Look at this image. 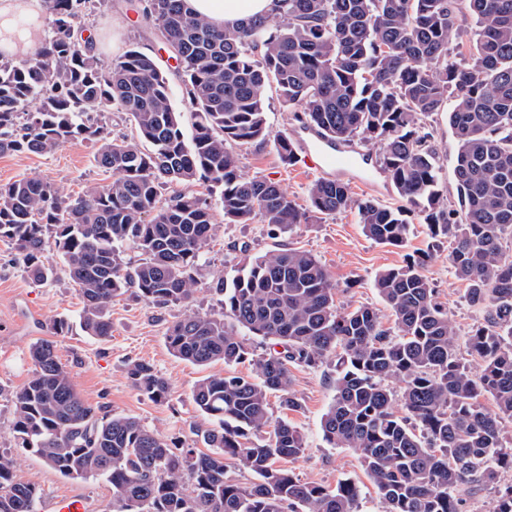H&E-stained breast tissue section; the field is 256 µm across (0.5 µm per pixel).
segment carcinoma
Returning a JSON list of instances; mask_svg holds the SVG:
<instances>
[{"instance_id":"obj_1","label":"carcinoma","mask_w":512,"mask_h":512,"mask_svg":"<svg viewBox=\"0 0 512 512\" xmlns=\"http://www.w3.org/2000/svg\"><path fill=\"white\" fill-rule=\"evenodd\" d=\"M99 0H44L52 28L38 57L0 59V154L50 153L79 137L99 144L96 164L112 182L71 196L40 179L0 184V241L28 272H56L48 238L82 299L79 325L112 336L109 310L127 288L159 306L192 300L214 231L211 203L180 193L158 206L165 185L210 182L224 219L255 218L286 233L310 214L356 209L363 232L387 245L404 242L402 211L355 199L342 181L319 179L309 208L278 183L242 172L236 147L274 143L294 162L288 135H271L266 92L273 87L306 123L336 141L380 145V166L401 198L422 209L435 236L452 244L448 261L466 283L484 322L468 338L482 364L475 380L423 260L380 272L374 281L390 308L387 328L368 306L341 309L336 285L311 253L280 249L244 258L230 281L217 280L219 315L195 312L173 322L166 346L197 366L251 359L252 372L207 376L194 386L198 410L214 421L209 452L175 450L132 416L97 417L75 388L50 341L31 348L35 372L15 396L13 432L62 476H100L112 485V512H356L350 480L329 488L301 481L287 463L304 451L301 432L275 420L300 403L291 366L336 360V394L322 420L333 448H353L386 512H462L463 486L493 490L490 512H512V0H275L271 16L218 30L185 0H147L139 25L176 62L188 109L171 105L167 73L135 48L103 62L78 41L83 15ZM466 46H449L467 20ZM454 100L459 208L447 207L424 119ZM114 109L134 123L116 137L104 120ZM191 121V136L184 134ZM134 248L131 265L124 246ZM269 344L258 355L239 330ZM127 376L138 391L166 402L168 381L148 362ZM403 383L393 392L388 381ZM489 395L496 411L480 401ZM400 402L401 411L394 410ZM249 471L242 486L228 463ZM38 488L14 477L0 453V512H33Z\"/></svg>"}]
</instances>
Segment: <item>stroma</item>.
Listing matches in <instances>:
<instances>
[{"mask_svg": "<svg viewBox=\"0 0 512 512\" xmlns=\"http://www.w3.org/2000/svg\"><path fill=\"white\" fill-rule=\"evenodd\" d=\"M143 4L144 0H112L111 6L85 17L83 34L96 42L100 57L106 62L123 56L135 44L141 51L152 54L168 74L173 106L186 110L187 96L176 73L175 61L169 59L149 31L138 28L135 22ZM425 124L432 134L431 144L441 168L442 182L447 188H454L456 141L448 126V115L434 113L426 118ZM96 149L94 142L78 138L51 153L1 154L0 184L38 178L75 195L82 193L86 186L108 184L110 173L95 164ZM239 154L245 174L279 183L290 199L299 206H307L308 188L315 180L313 174L300 165L282 163L270 144L246 147ZM375 176V188L353 182L349 185L351 193L359 200L368 198L384 206L403 208L408 224L403 245L395 247L371 240L364 234L353 209L316 215L309 223L278 236L270 235L267 226L256 220L239 224L220 217L204 255L199 288L193 299L157 306L142 300L135 290H128L112 302V335L105 340L88 336L80 329L82 304L76 288L64 274H57L49 281L34 280L27 274L14 247L0 241V451L12 456L16 479L34 483L41 498L79 494L89 500L93 512H112L109 482L92 477L66 478L32 449L21 447L14 437L12 397L32 377L35 366L30 347L43 339L56 343L58 355L71 372L78 392L97 408L99 416H133L176 447L203 448L202 434L211 428L212 422L197 409L192 389L201 378L225 373L228 367L217 362L199 368L181 361L168 352L164 336L168 325L186 315L220 312V298L213 288L218 278L233 276L247 252L263 254L288 247L310 252L335 284L338 307H372L387 325L392 317L374 287L376 275L403 266L410 259H423V272L434 283L439 301L454 321L458 351L465 354L470 371L479 373V360L467 353V339L482 323L483 312L466 300L465 285L448 262L447 238H432L423 213L400 198L383 171H376ZM61 319L69 320L72 325L64 336L57 335L55 330L56 322ZM137 361L149 362L167 379L171 388L168 402H152L132 386L127 369ZM291 375L299 409L285 414L279 405L271 407L274 417H287L305 437L304 453L290 461V469L302 481L331 488L340 481L351 480L360 488L357 512H385L386 505L362 470L356 451L331 447L323 437L322 418L335 395L334 366L311 369L295 365Z\"/></svg>", "mask_w": 512, "mask_h": 512, "instance_id": "obj_1", "label": "stroma"}]
</instances>
